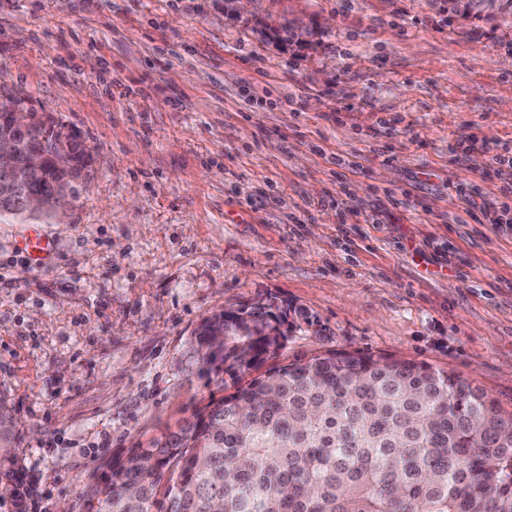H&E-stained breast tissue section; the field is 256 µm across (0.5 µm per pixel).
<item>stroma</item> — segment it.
Wrapping results in <instances>:
<instances>
[{"mask_svg": "<svg viewBox=\"0 0 512 512\" xmlns=\"http://www.w3.org/2000/svg\"><path fill=\"white\" fill-rule=\"evenodd\" d=\"M293 19L307 45L272 37ZM1 82L94 158L67 219L0 222L29 512H78L113 450L223 396L194 331L270 294L316 318L271 364L414 360L512 412V27L443 0H0Z\"/></svg>", "mask_w": 512, "mask_h": 512, "instance_id": "1", "label": "stroma"}]
</instances>
